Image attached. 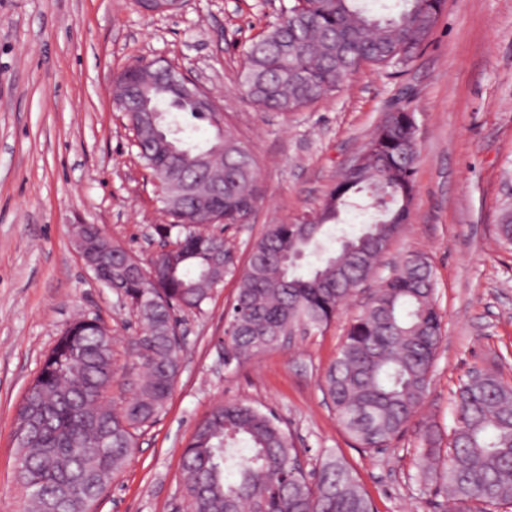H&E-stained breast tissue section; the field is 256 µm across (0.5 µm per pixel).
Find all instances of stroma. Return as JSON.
I'll return each instance as SVG.
<instances>
[{"label":"stroma","mask_w":512,"mask_h":512,"mask_svg":"<svg viewBox=\"0 0 512 512\" xmlns=\"http://www.w3.org/2000/svg\"><path fill=\"white\" fill-rule=\"evenodd\" d=\"M289 0H183L147 14L136 0H0V512H25L14 437L22 396L66 324L99 316L111 329L122 405L140 372L131 307L87 271L75 224H96L141 260L167 223L133 132L112 102L115 74L164 59L211 92L256 162L257 201L222 227L236 268L202 310L182 313L180 372L167 409L93 512H183L181 452L220 402H248L281 419L307 468L336 454L376 512H458L420 472L418 450L454 425L461 379L497 367L512 383V0H447L436 29L402 68L363 65L335 93L288 113L255 104L238 81L249 44ZM414 113L419 158L409 219L380 276L419 254L434 276L442 340L425 397L383 452L360 448L322 390L358 292L323 331L241 363L224 362V310L264 225L318 212L339 171L388 110Z\"/></svg>","instance_id":"stroma-1"}]
</instances>
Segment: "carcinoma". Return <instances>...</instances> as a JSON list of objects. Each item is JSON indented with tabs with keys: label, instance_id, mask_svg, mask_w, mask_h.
I'll use <instances>...</instances> for the list:
<instances>
[{
	"label": "carcinoma",
	"instance_id": "carcinoma-1",
	"mask_svg": "<svg viewBox=\"0 0 512 512\" xmlns=\"http://www.w3.org/2000/svg\"><path fill=\"white\" fill-rule=\"evenodd\" d=\"M398 10L373 14L364 0H303L284 7L278 22L245 52L240 83L263 108L293 112L335 92L362 64L403 67L434 32L445 0H397ZM144 63L118 78L134 82L160 105L143 129L139 102L119 101L138 138L139 155L163 187L167 224L154 234L178 244L149 263L124 262L96 224H78L75 237L99 281L135 308L142 377L117 410L112 383L111 330L98 316L61 330L19 405L15 438L18 472L29 512H91L137 447V431L165 409L180 369L177 313L200 311L231 272L224 239L196 229L203 213L213 224H237L256 200V165L217 110L148 82ZM205 122L213 134L200 146L188 132ZM341 174L318 216L268 224L249 252L232 305L225 311L226 363L279 347L298 327L326 328L358 288L370 280L388 244L408 220L418 159L409 112L385 113ZM371 212V222L323 249L324 226L342 211ZM323 252L309 273V254ZM441 342V317L430 264L406 259L384 280L350 323L323 378V391L344 430L362 448L380 452L400 435L427 391ZM448 446L429 435L419 456L444 457L431 472L442 491L481 512L512 504V385L495 370L474 372L455 394ZM186 512H375L353 471L333 454L309 473L300 451L271 410L241 403L215 405L183 449Z\"/></svg>",
	"mask_w": 512,
	"mask_h": 512
}]
</instances>
